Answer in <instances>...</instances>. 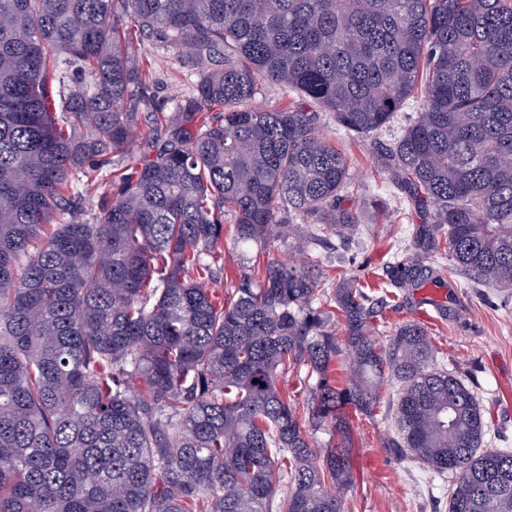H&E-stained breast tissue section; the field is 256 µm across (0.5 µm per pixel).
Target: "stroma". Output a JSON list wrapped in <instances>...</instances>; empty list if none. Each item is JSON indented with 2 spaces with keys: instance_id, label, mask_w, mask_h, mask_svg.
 I'll return each mask as SVG.
<instances>
[{
  "instance_id": "stroma-1",
  "label": "stroma",
  "mask_w": 512,
  "mask_h": 512,
  "mask_svg": "<svg viewBox=\"0 0 512 512\" xmlns=\"http://www.w3.org/2000/svg\"><path fill=\"white\" fill-rule=\"evenodd\" d=\"M158 75L156 101L171 105L193 84L191 68L180 66L173 53L151 51ZM417 110L409 102L391 122L371 137L360 138L339 126L333 116L321 117L328 139L352 155L351 186L346 206L368 211L346 244L354 258L347 275L368 282L373 297L383 299L376 323L379 340H386L405 321L426 325L435 348L436 367L479 389L486 410L490 448H512V292L476 283L439 259L440 279L409 290H393L386 276L396 252L412 245L426 219L408 206L377 159V148L392 143ZM397 388L389 386L373 415L350 416L353 483L343 499L345 512H448L451 475H438L388 448L397 424Z\"/></svg>"
}]
</instances>
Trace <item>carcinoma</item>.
I'll return each instance as SVG.
<instances>
[{"label": "carcinoma", "instance_id": "1", "mask_svg": "<svg viewBox=\"0 0 512 512\" xmlns=\"http://www.w3.org/2000/svg\"><path fill=\"white\" fill-rule=\"evenodd\" d=\"M146 42L197 75L168 112ZM262 82L296 100L252 105ZM410 99L381 160L432 222L390 282L444 255L511 291L512 0H0V512H267L283 477L279 512H342L348 411L387 381L388 447L452 474L448 512H512V450L482 447L478 391L420 322L379 341L380 300L316 259L258 253L230 297L207 287L227 232L353 236L321 112L368 136Z\"/></svg>", "mask_w": 512, "mask_h": 512}]
</instances>
